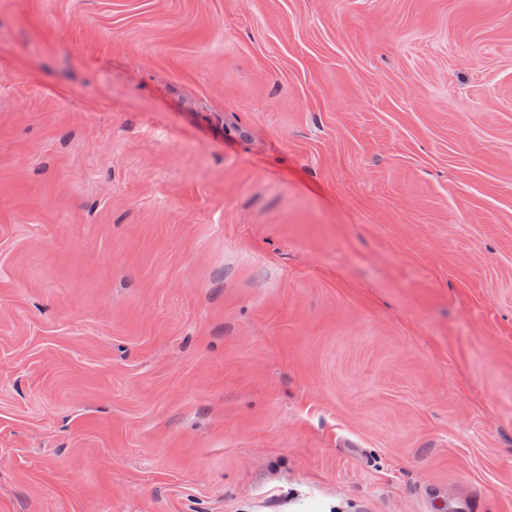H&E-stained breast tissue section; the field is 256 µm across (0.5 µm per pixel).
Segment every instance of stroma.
Instances as JSON below:
<instances>
[{"instance_id":"stroma-1","label":"stroma","mask_w":512,"mask_h":512,"mask_svg":"<svg viewBox=\"0 0 512 512\" xmlns=\"http://www.w3.org/2000/svg\"><path fill=\"white\" fill-rule=\"evenodd\" d=\"M512 512V0H0V512Z\"/></svg>"}]
</instances>
